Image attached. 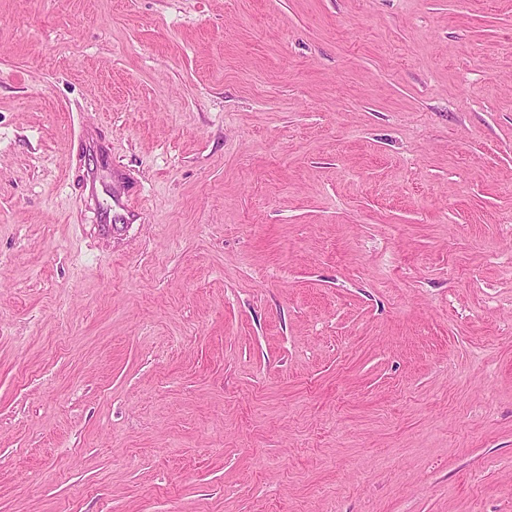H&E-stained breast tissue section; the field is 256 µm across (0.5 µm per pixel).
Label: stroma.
Segmentation results:
<instances>
[{
    "label": "stroma",
    "instance_id": "35a3bbf8",
    "mask_svg": "<svg viewBox=\"0 0 512 512\" xmlns=\"http://www.w3.org/2000/svg\"><path fill=\"white\" fill-rule=\"evenodd\" d=\"M0 512H512V0H0Z\"/></svg>",
    "mask_w": 512,
    "mask_h": 512
}]
</instances>
